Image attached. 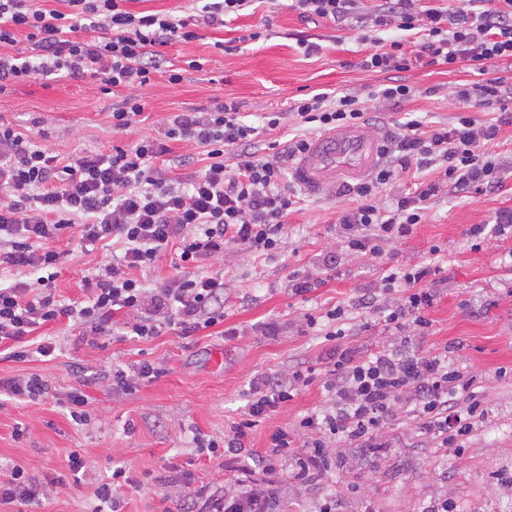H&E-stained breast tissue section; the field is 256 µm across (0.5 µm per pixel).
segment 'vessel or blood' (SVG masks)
<instances>
[{
	"mask_svg": "<svg viewBox=\"0 0 512 512\" xmlns=\"http://www.w3.org/2000/svg\"><path fill=\"white\" fill-rule=\"evenodd\" d=\"M379 161V136L364 125L324 133L292 164V180L312 195L332 196L338 184L362 181Z\"/></svg>",
	"mask_w": 512,
	"mask_h": 512,
	"instance_id": "1",
	"label": "vessel or blood"
}]
</instances>
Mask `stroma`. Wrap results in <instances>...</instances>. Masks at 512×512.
Listing matches in <instances>:
<instances>
[{
	"mask_svg": "<svg viewBox=\"0 0 512 512\" xmlns=\"http://www.w3.org/2000/svg\"><path fill=\"white\" fill-rule=\"evenodd\" d=\"M259 39L241 41L243 31ZM305 31L319 49L305 55L295 40ZM195 40L161 49L180 82L155 74L138 89L144 110L133 130H112V93L92 77L60 78L15 84L0 95V122L16 127L39 123L44 146L62 155L110 151L156 134L176 112L200 111L218 102H233L249 122L260 126L261 145L281 137V130L262 129L267 112L288 111L294 99L326 89L368 96L388 76L361 68L378 48L359 39L356 27L339 28L327 21L304 25L289 0H256L252 9L223 28L200 26ZM238 39L236 50L217 49L216 41ZM197 60L201 70L185 69ZM401 77L415 93L382 115L383 122L414 113L431 124L452 123L458 108L452 91L463 80H476L465 65L414 66ZM489 151L500 162L501 189L470 196L452 192L432 201L423 224L406 239L388 244L381 264L344 256L338 277L309 294L292 296L288 275L294 270L321 276L322 259L336 250V219L352 207L346 196L305 195L300 210L287 218L288 234L280 253L254 256L240 249L207 261L208 272L224 275V325L237 335L199 333L183 338L169 330L151 340L92 339L59 322L47 327L55 336L52 356L26 361L0 359V380L44 377L48 393L37 401L0 396V482L13 467L24 468L39 495L32 502L0 503V512H100L95 488L115 466L130 468L144 483L123 490L120 512H183L186 486H208L223 492L224 462L197 448L196 438L223 440L246 405L248 383L265 372L287 378L292 370L321 366L320 337L303 332L305 313L343 303L378 287L382 270L422 263L430 246L442 249L441 282L428 310L432 322L423 349L451 345L460 368L477 376L488 411L460 449L448 452L440 469L438 453L424 446L417 430L392 421L388 448L372 454L338 449L339 462L322 481L337 491L343 512H422L428 497L442 495L457 512H512V485L497 481L496 471H512V234L495 236L472 249L465 231L512 208V125L502 126ZM107 252H75L55 282L58 299L85 298L83 281L95 273ZM277 323L276 335H264L263 323ZM148 360L162 373L136 391L112 389L113 368ZM89 399L87 424L72 421L60 401L73 387ZM328 403L321 381L301 388L297 396L268 413L246 441L265 450L269 435L293 425L302 414ZM84 453L88 466L78 480L57 484L66 473L71 452Z\"/></svg>",
	"mask_w": 512,
	"mask_h": 512,
	"instance_id": "stroma-1",
	"label": "stroma"
}]
</instances>
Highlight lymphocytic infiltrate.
Masks as SVG:
<instances>
[{"mask_svg": "<svg viewBox=\"0 0 512 512\" xmlns=\"http://www.w3.org/2000/svg\"><path fill=\"white\" fill-rule=\"evenodd\" d=\"M63 9H47L32 0H0V94L9 85L51 77L98 79L105 90L122 94L112 110V128L129 130L144 107L134 89L149 85L163 69L158 49L175 41L196 39L188 21L156 13L127 12L122 0H62ZM362 0H294L300 19L361 23L363 40L373 32L396 28L415 32L412 41H394L361 62L368 71L409 70L413 62L466 64L477 82L458 84L459 110L452 124L430 126L416 117L397 123L380 137L381 164L372 177L352 185L354 207L337 220L346 254L379 261L385 245L411 235L423 223L433 200L449 191L483 193L499 189L502 170L486 147L500 128L512 125V113L494 121L478 119L474 108L512 101V81L498 65L512 61V0H460L456 10L423 5L422 0H379L372 12ZM27 47L16 52L18 40ZM415 92L396 79L381 85L372 101L358 93L335 96L320 92L293 102L289 112H269L262 127L247 124L233 103L203 112H178L167 118L159 136L135 146L61 156L36 144L33 133L0 123V344L11 342V358L50 356L56 343L46 338L29 346L27 339L51 323L67 319L86 335L148 339L163 329L188 338L224 322V277L203 271L204 261L241 247L272 255L284 245L288 214L300 199L285 184L286 172L305 151L309 137L351 125L375 124L376 114ZM295 123L288 140L270 142L259 153L260 129ZM194 141L207 149L209 162L187 182H177L159 159L172 141ZM412 175L387 205L376 202L380 189ZM80 247L99 243L119 253L85 280L87 300H58L54 281L67 256L56 243L63 236ZM178 263L171 277L148 282L167 249ZM438 266L388 268L379 292H365L349 303L304 316L307 330L325 343V410L299 417L292 429L275 430L265 454L244 443L257 420L292 400L313 383L314 367L292 372L288 380L269 375L250 380L244 418L224 439V458L236 475L223 495L207 487L188 490L185 512H275L285 479L316 488L330 470L331 448H384L390 421L416 423L436 448L456 445L487 414L477 391L479 381L454 362L448 348L424 351L427 310L436 290ZM393 295L378 306V293ZM381 308L387 331L401 339L398 348L361 350L348 337L369 328L363 316ZM263 480H255V472Z\"/></svg>", "mask_w": 512, "mask_h": 512, "instance_id": "1", "label": "lymphocytic infiltrate"}]
</instances>
